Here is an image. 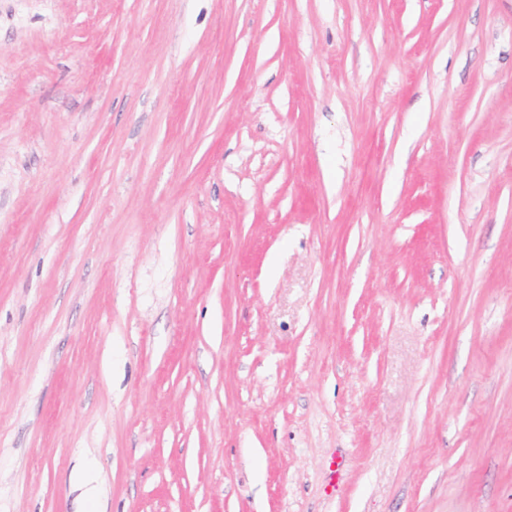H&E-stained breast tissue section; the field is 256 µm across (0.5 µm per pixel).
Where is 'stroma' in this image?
<instances>
[{
	"instance_id": "35a3bbf8",
	"label": "stroma",
	"mask_w": 512,
	"mask_h": 512,
	"mask_svg": "<svg viewBox=\"0 0 512 512\" xmlns=\"http://www.w3.org/2000/svg\"><path fill=\"white\" fill-rule=\"evenodd\" d=\"M0 512H512V0H0Z\"/></svg>"
}]
</instances>
